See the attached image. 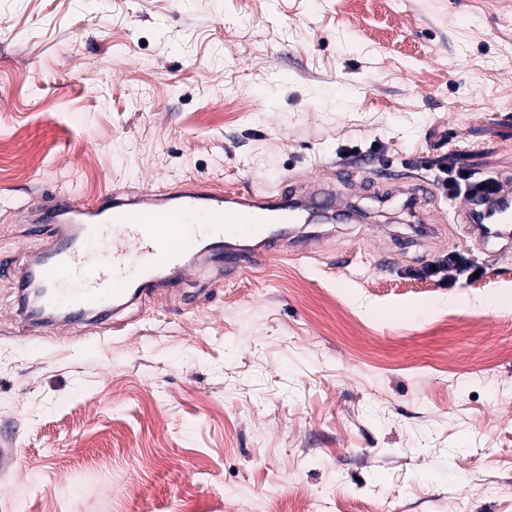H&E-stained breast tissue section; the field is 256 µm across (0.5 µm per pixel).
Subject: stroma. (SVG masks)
<instances>
[{"mask_svg": "<svg viewBox=\"0 0 512 512\" xmlns=\"http://www.w3.org/2000/svg\"><path fill=\"white\" fill-rule=\"evenodd\" d=\"M387 4L0 0L1 257L47 246L18 207L107 186L319 178L365 214L232 278L192 257L118 332L21 323L0 276L14 512H512V251L337 173L426 181L438 145L512 182V0ZM342 178L346 181L353 176H360L362 181L386 180L396 183L400 178L392 174L388 168H374L369 160L360 159L359 161H350L342 166Z\"/></svg>", "mask_w": 512, "mask_h": 512, "instance_id": "stroma-1", "label": "stroma"}]
</instances>
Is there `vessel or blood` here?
Returning a JSON list of instances; mask_svg holds the SVG:
<instances>
[{
    "mask_svg": "<svg viewBox=\"0 0 512 512\" xmlns=\"http://www.w3.org/2000/svg\"><path fill=\"white\" fill-rule=\"evenodd\" d=\"M355 176L369 182L393 178L389 169L363 159L342 166L343 179ZM20 214L27 223L48 226L53 241L37 266L15 270L0 261V275L16 273L23 289L39 282L42 307L65 312L70 322L102 320L131 300L174 287L175 276L187 269L186 257L197 248L224 271L240 274L274 256L275 226L355 216L325 184L307 191H223L195 184L135 195L110 187L88 203L64 194L21 207ZM457 218L480 242L512 240V186L499 185L497 193L479 201L464 199Z\"/></svg>",
    "mask_w": 512,
    "mask_h": 512,
    "instance_id": "obj_1",
    "label": "vessel or blood"
}]
</instances>
